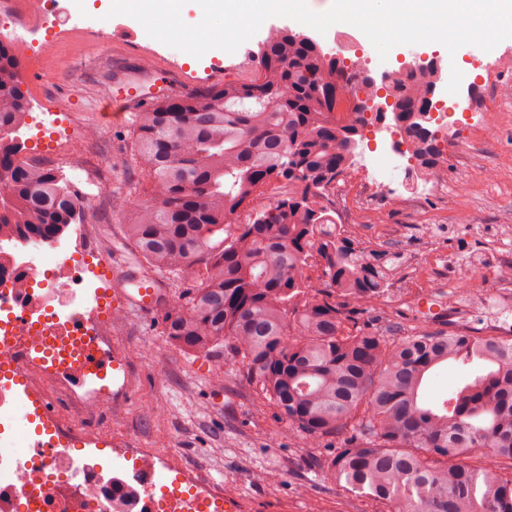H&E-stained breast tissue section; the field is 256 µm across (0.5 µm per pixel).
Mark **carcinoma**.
<instances>
[{"label": "carcinoma", "instance_id": "1", "mask_svg": "<svg viewBox=\"0 0 512 512\" xmlns=\"http://www.w3.org/2000/svg\"><path fill=\"white\" fill-rule=\"evenodd\" d=\"M21 51L0 39V257L54 244L79 221L68 182L23 155L29 98ZM248 82L204 97H162L135 114L133 160L149 183L124 225L141 279L174 288L163 336L180 350L237 360L300 442L337 440L323 477L375 512H512V340L419 328L392 336L377 310L403 255L336 223L324 192L354 164L368 119L336 117L343 75L311 36L274 27ZM439 71L388 75L393 129L420 175L447 140L421 110ZM279 193L263 203L264 190ZM318 273L320 287L308 272ZM480 371L442 406L422 400L430 372Z\"/></svg>", "mask_w": 512, "mask_h": 512}]
</instances>
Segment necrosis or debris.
Returning <instances> with one entry per match:
<instances>
[{
	"instance_id": "obj_1",
	"label": "necrosis or debris",
	"mask_w": 512,
	"mask_h": 512,
	"mask_svg": "<svg viewBox=\"0 0 512 512\" xmlns=\"http://www.w3.org/2000/svg\"><path fill=\"white\" fill-rule=\"evenodd\" d=\"M95 310L102 304L95 269L75 267L56 248L41 252L28 266L23 287L0 279V361L14 363L29 381L34 396L48 399L61 392L74 397L79 414L107 403L118 371L97 375L84 369L87 342L59 334L52 340L56 358L46 357L47 340L38 330L15 319L16 311L47 316L65 327L71 305ZM133 463L127 499L112 495V479L101 464L75 467L69 451L31 448L20 433L0 436V512H225L224 497L187 467H174L173 449L148 454L117 449Z\"/></svg>"
}]
</instances>
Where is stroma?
<instances>
[{
  "mask_svg": "<svg viewBox=\"0 0 512 512\" xmlns=\"http://www.w3.org/2000/svg\"><path fill=\"white\" fill-rule=\"evenodd\" d=\"M82 16L93 21V29L70 24L59 39L46 29L39 58L22 56L23 88L34 111L60 113L62 128L76 131L59 146L65 162L50 156L47 164L74 190L85 189L89 173L105 186L63 244L86 261L90 244L99 239L109 253L128 260L122 227L135 214L128 209L114 215L112 190L128 178L136 183L133 197L146 187L131 160L134 111L123 100L128 83L158 76L168 66L172 93L202 95L249 80L258 44L198 59L151 53L142 35H129L131 16L106 19L87 8ZM417 50L472 72L470 84L456 95L461 109L448 130L445 190L408 206L397 191L372 193L364 169L345 187L362 239L405 256L381 314L407 331L417 327L413 307L433 284L468 303L458 290L457 270L496 272L497 287L512 291V40L480 59L468 58L463 47L453 55L440 44L421 43ZM158 288L151 314L116 305L111 339L126 360L125 391L113 408L88 414L85 426L111 434L116 448L175 449L179 465L238 500L243 512H371L364 498L322 477L325 449L299 445L275 407L241 378L237 363L225 360L218 385L213 358L185 354L166 342L162 320L173 293L167 282ZM269 471L278 474L276 485L258 481V474Z\"/></svg>",
  "mask_w": 512,
  "mask_h": 512,
  "instance_id": "35a3bbf8",
  "label": "stroma"
}]
</instances>
